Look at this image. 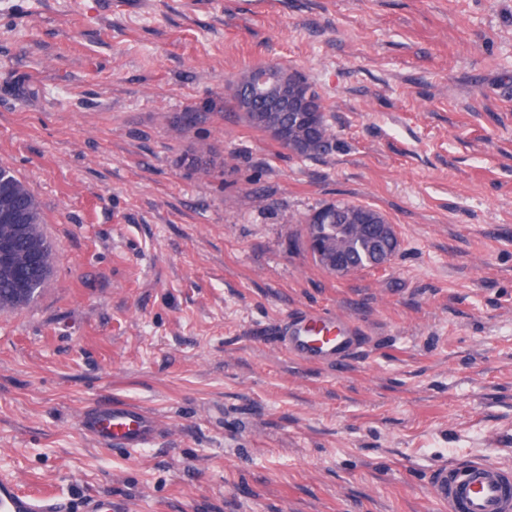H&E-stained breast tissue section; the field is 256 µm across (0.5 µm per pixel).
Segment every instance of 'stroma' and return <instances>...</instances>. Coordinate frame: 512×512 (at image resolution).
Masks as SVG:
<instances>
[{"instance_id": "35a3bbf8", "label": "stroma", "mask_w": 512, "mask_h": 512, "mask_svg": "<svg viewBox=\"0 0 512 512\" xmlns=\"http://www.w3.org/2000/svg\"><path fill=\"white\" fill-rule=\"evenodd\" d=\"M259 65L317 90L325 153L232 112ZM1 163L54 246L0 308V475L25 490L440 512L436 464L512 467V0H0ZM336 199L395 224L388 266L314 260L301 220ZM303 309L356 319L355 353L289 356ZM112 401L158 416L152 447L80 431Z\"/></svg>"}]
</instances>
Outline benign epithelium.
I'll return each instance as SVG.
<instances>
[{
    "label": "benign epithelium",
    "instance_id": "obj_1",
    "mask_svg": "<svg viewBox=\"0 0 512 512\" xmlns=\"http://www.w3.org/2000/svg\"><path fill=\"white\" fill-rule=\"evenodd\" d=\"M248 81L250 96L266 102L265 111L258 113V116L267 133L280 141L289 152H297L296 140L288 135V125L284 121L287 114L297 113L300 108L290 74L272 67L254 69L248 71ZM359 235L368 238V249L374 252L371 266L383 267L391 262L398 248V236L392 224L306 225L309 250L326 270L336 276L358 271V267L336 246V242L344 240L353 243ZM40 266L38 250L33 249L18 258L13 254L10 242L0 239V272L12 276L16 281L14 300L21 302L31 298L30 275Z\"/></svg>",
    "mask_w": 512,
    "mask_h": 512
}]
</instances>
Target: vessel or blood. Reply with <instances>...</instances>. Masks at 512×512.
<instances>
[{
	"label": "vessel or blood",
	"instance_id": "vessel-or-blood-1",
	"mask_svg": "<svg viewBox=\"0 0 512 512\" xmlns=\"http://www.w3.org/2000/svg\"><path fill=\"white\" fill-rule=\"evenodd\" d=\"M279 334L291 356L333 363L354 352L362 329L349 316L305 310L288 317ZM79 427L109 449L138 450L152 445L159 422L140 406L121 403L86 411ZM429 491L443 512H512V468L484 459L444 463L432 471ZM0 512H60V507L24 492L16 479L1 477Z\"/></svg>",
	"mask_w": 512,
	"mask_h": 512
}]
</instances>
